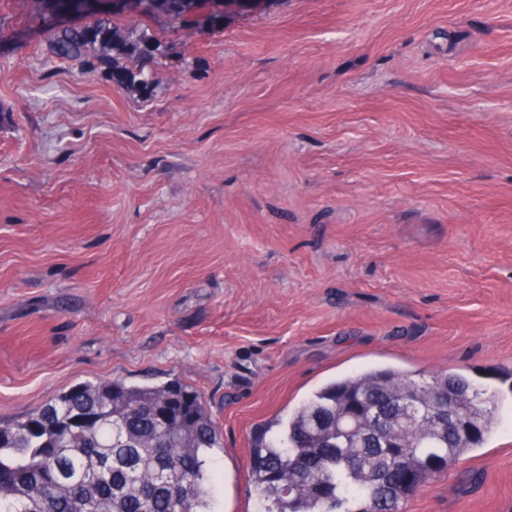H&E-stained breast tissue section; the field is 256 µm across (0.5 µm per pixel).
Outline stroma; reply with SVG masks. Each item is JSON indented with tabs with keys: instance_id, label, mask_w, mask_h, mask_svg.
<instances>
[{
	"instance_id": "35a3bbf8",
	"label": "stroma",
	"mask_w": 512,
	"mask_h": 512,
	"mask_svg": "<svg viewBox=\"0 0 512 512\" xmlns=\"http://www.w3.org/2000/svg\"><path fill=\"white\" fill-rule=\"evenodd\" d=\"M99 18L154 39L149 96L52 54ZM373 366L498 398L402 512H512V0H0V417L180 381L214 512H257L254 434Z\"/></svg>"
}]
</instances>
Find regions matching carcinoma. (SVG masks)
Wrapping results in <instances>:
<instances>
[{"label":"carcinoma","instance_id":"obj_1","mask_svg":"<svg viewBox=\"0 0 512 512\" xmlns=\"http://www.w3.org/2000/svg\"><path fill=\"white\" fill-rule=\"evenodd\" d=\"M194 5L164 0L162 13L177 23ZM94 48L132 59L156 50L136 28L103 22L53 36L61 59H81ZM112 80L149 85L118 64ZM450 392L467 398L454 409L455 431L409 422L394 404L407 393L434 412ZM351 398L386 413L388 425L339 427ZM496 411L495 395L458 373L420 381L384 367L335 378L256 435L251 481L263 512H399L411 492L434 479L432 459L447 469L481 447L496 427ZM222 447V428L207 403L180 382H81L32 413L0 417V512H212L213 454ZM399 467L416 473L402 491Z\"/></svg>","mask_w":512,"mask_h":512}]
</instances>
